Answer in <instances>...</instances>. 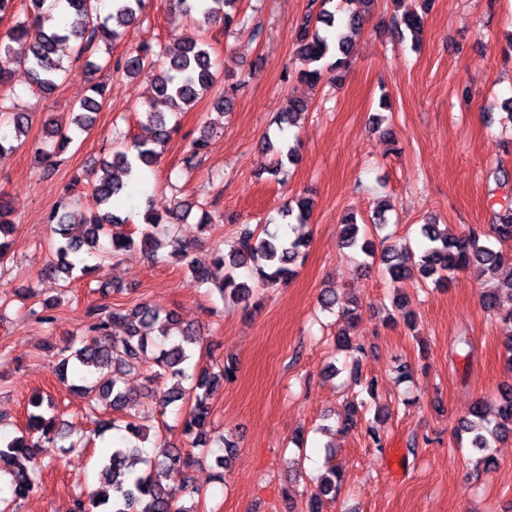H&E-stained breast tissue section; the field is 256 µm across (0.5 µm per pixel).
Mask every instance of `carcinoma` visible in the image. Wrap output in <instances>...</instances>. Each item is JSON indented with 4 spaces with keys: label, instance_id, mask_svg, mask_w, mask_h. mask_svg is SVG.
Here are the masks:
<instances>
[{
    "label": "carcinoma",
    "instance_id": "cac0c4a2",
    "mask_svg": "<svg viewBox=\"0 0 512 512\" xmlns=\"http://www.w3.org/2000/svg\"><path fill=\"white\" fill-rule=\"evenodd\" d=\"M23 2L24 17L0 40V85L8 83L11 66L17 62L27 65L30 72V86L39 95H51L58 82L72 73L71 66L57 56L58 46L63 41H79L78 56L93 54L100 45L107 47L125 37L131 27L148 7L147 0H110V11L100 17L99 0H62L63 13L60 25L54 29L45 28V23L54 19L53 6L47 0H0V17L15 15L17 2ZM360 1L370 6L374 0H320L317 14H308L302 20L295 48V54L304 63L299 78L310 84L322 79L325 70L345 72L351 65L350 38L347 31L358 33L362 30L365 16L350 4ZM238 0H172V6L182 15L205 26L222 23L229 28L234 16L229 12ZM423 27V16L417 12L406 14L392 21V28L401 35L407 30L413 39ZM211 44L177 42L158 52L141 43L128 50L114 62V69L125 76L135 77L147 68H156L162 60L161 70L156 74V93L170 105L171 114L187 112L217 82L218 73L211 58ZM94 96L86 98L72 111L71 127L50 129L51 144L38 149L40 162L51 170L52 158L63 152L79 133L90 129L88 113L100 109L98 98L105 95L104 86L90 85ZM241 88L236 82L223 95L217 97L214 109L224 113L233 106L234 92ZM305 109L299 100H291L288 108L280 114L279 122L293 126L297 116ZM140 124L152 133L151 141L124 139L112 146L109 157L99 163V170L92 172V205L84 210L76 208L68 199H63L49 214L48 223L54 225L57 239L50 241L56 260L45 269L46 275L63 281L74 280L76 276H88L100 269V265L89 260L103 253L117 257L123 252L138 247L149 257H155L158 236L169 230V223L178 222L190 215L194 208L202 211L198 226L203 233L212 226L211 213L198 202L177 200L166 216L146 211L139 236L119 233L114 228L127 224L131 214H122L115 208L114 199L129 183H139L143 173L157 162L160 152L156 146L167 142L172 132L168 115L148 108L139 113ZM32 122V113L0 101V159L12 153V141L27 133ZM209 127H204L189 146L184 164L195 167L205 149ZM312 202L301 197L288 204L283 217L288 224H306L311 216ZM499 223L491 226V234L480 227L454 235L448 228L438 224H423L421 235L425 239L419 255L394 245L382 248L376 253L375 243L360 232L356 218L349 216L342 224V244L346 249H360L387 274L391 281L401 284L412 278L416 272L420 278L431 280L436 286H446L458 271L475 269L480 272L499 269L507 261L503 251L482 243V238L493 237L499 243L512 241V209L505 208L498 215ZM307 240L302 237L290 238L267 228L252 229L243 225L238 239L237 251L229 256L217 250L207 258L192 254L185 245L173 243L172 253L181 257L189 281L201 286L210 280V267L226 269L224 278L214 282V290L224 301L236 304L249 303L254 290L271 288L285 282L294 274V267L303 257L302 248ZM512 291V276L506 281L491 286L482 292L484 309L497 308L499 291ZM321 305L331 309L341 304L342 313L353 315L354 302H340L336 291L327 289L320 297ZM87 316L89 323L82 339L71 341L57 352L56 372L65 380L68 372L85 369L87 374L80 377V383H72L68 391L76 397L95 392L114 410L124 412V424L116 421L99 422V430H123L126 436L112 447L98 463V487L74 500L71 512H189L176 505L164 488V480L170 471L178 468L189 472L195 465L189 450L176 444L158 447L154 456L144 455L137 445H130V438L143 440V425L137 423L134 412L137 400L121 387V374L139 367L148 348L158 349L154 357L162 374L170 377L171 386L159 397L158 413L166 414L170 405L180 401L190 402L189 411L182 423V434L190 439L191 446L203 442L202 426L211 416L210 398L222 381L235 373L234 364H226L217 373L206 367H199L194 360L195 352L201 349V337L197 330L179 326L173 313L154 304L140 302L123 311H107L104 307L91 308ZM114 323L124 325V335L111 334ZM54 399L38 394L28 403L31 410L26 415L27 434L14 437L0 435V476L8 477L6 486H0V493L7 497L3 502H16L29 496L33 491L39 457L54 448H74L78 441L71 439L65 423L56 416H45L42 409H53ZM459 431L468 435L469 445L481 454L487 464L494 462L491 454L493 444L512 435V392L500 395L496 416L490 420L486 404L478 401L463 421ZM236 444L220 439L214 451V462L219 469H228L235 456ZM343 483V474L336 465L328 464L317 478L315 488L310 492L309 512H321L324 499H334Z\"/></svg>",
    "mask_w": 512,
    "mask_h": 512
}]
</instances>
